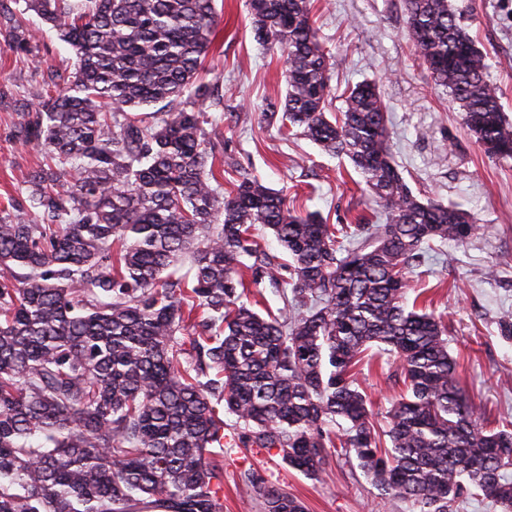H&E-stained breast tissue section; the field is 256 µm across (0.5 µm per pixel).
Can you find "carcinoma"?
I'll return each mask as SVG.
<instances>
[{"mask_svg":"<svg viewBox=\"0 0 512 512\" xmlns=\"http://www.w3.org/2000/svg\"><path fill=\"white\" fill-rule=\"evenodd\" d=\"M249 5L255 38L284 56L280 120L348 158L386 223L325 224L256 176L227 195L214 186L198 82L214 0H27L76 63L29 92L17 138L46 164L27 179L30 219L0 217V512H220L221 405L235 447L275 449L305 475L339 455L420 512L467 497L512 512V421L486 427L441 319L406 297L424 245H462L479 225L412 193L375 84L327 117L331 56L310 0ZM405 9L406 39L468 131L488 157L511 158L512 125L463 13L449 0ZM0 35L25 53L34 38L1 0ZM157 104L153 123L136 113ZM257 224L288 254L283 282ZM188 249L192 277L167 274ZM266 279L282 288L276 315L249 301ZM373 346L397 357L407 388L385 430L357 382ZM240 478L262 512H304L253 468Z\"/></svg>","mask_w":512,"mask_h":512,"instance_id":"1","label":"carcinoma"}]
</instances>
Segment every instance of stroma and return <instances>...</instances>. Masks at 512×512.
I'll return each mask as SVG.
<instances>
[{
    "instance_id": "1",
    "label": "stroma",
    "mask_w": 512,
    "mask_h": 512,
    "mask_svg": "<svg viewBox=\"0 0 512 512\" xmlns=\"http://www.w3.org/2000/svg\"><path fill=\"white\" fill-rule=\"evenodd\" d=\"M318 36L330 53V112H339L343 93L359 83H376L389 115L392 152L419 199L455 202L474 217L478 230L468 243L432 242L409 275V297L430 301L447 328L448 349L457 358L459 380L488 421L512 420V159L488 158L467 130L459 106L414 55L404 31V0H311ZM463 10L476 46L485 54L488 77L501 94L512 122V0H453ZM12 9L34 31L30 54L10 51L0 38V215L13 213L37 150L15 136L31 102L30 86L48 71L69 74L71 48L42 28L23 0ZM217 36L199 74L224 108L209 111L206 127L218 158L221 180L231 191L244 176L257 174L300 212H315L327 224L364 218L385 221L382 207L365 191L347 159L322 151L302 136L281 135L264 118L267 103L285 95L280 52L259 44L248 0H215ZM393 356L371 349L358 368L377 426H385L405 388L397 383ZM254 468L268 481L300 499L306 512H419L402 502L390 506L357 461L336 460L309 477L284 463L276 452L224 449L222 512H261L240 491V474Z\"/></svg>"
}]
</instances>
